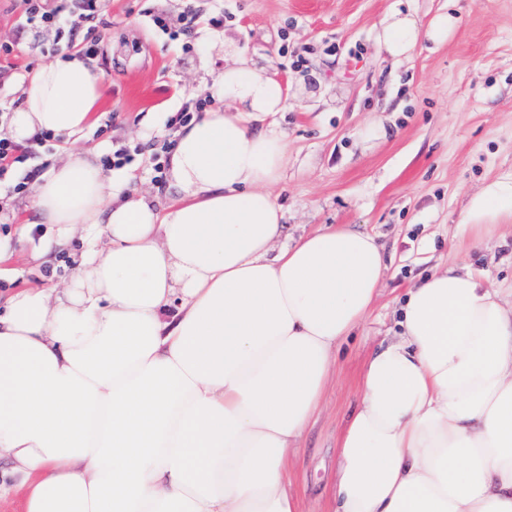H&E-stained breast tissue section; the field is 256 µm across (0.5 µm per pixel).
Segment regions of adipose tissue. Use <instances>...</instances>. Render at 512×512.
I'll return each mask as SVG.
<instances>
[{"mask_svg":"<svg viewBox=\"0 0 512 512\" xmlns=\"http://www.w3.org/2000/svg\"><path fill=\"white\" fill-rule=\"evenodd\" d=\"M449 13L395 11L374 31L408 58L443 43ZM218 106L178 128L175 200L156 206L101 152L64 153L39 177L40 254L81 236L62 288L31 287L0 312V499L22 512H300L286 463L321 402L334 351L368 315L385 272L375 238L342 226L277 247L272 193L286 139L252 119L287 96L232 37ZM105 87L78 54L42 65L10 129L75 137ZM474 237L512 220V174L473 195ZM399 332L366 364L338 444L333 512H512V300L436 271L411 288Z\"/></svg>","mask_w":512,"mask_h":512,"instance_id":"obj_1","label":"adipose tissue"}]
</instances>
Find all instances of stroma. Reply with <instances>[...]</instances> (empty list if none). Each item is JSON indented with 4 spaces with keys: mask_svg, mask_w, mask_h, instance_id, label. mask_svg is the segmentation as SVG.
Segmentation results:
<instances>
[{
    "mask_svg": "<svg viewBox=\"0 0 512 512\" xmlns=\"http://www.w3.org/2000/svg\"><path fill=\"white\" fill-rule=\"evenodd\" d=\"M184 0H104L108 21L92 59L105 83L95 124L79 141H46L36 160L47 170L74 148L109 151L116 143L149 147L168 139V114L209 97L224 58L200 41L155 29L148 12L179 16ZM207 27L223 31L245 56L271 67L288 93L277 113L288 137V164L273 194L284 212L281 243L332 226L376 235L388 266L371 311L340 345L322 410L306 429L288 469L303 512H330L338 442L361 393L364 367L397 330L399 302L434 270L470 269L488 287L512 286V223L479 243L462 230L471 196L512 172V0H194ZM9 0H0V113L11 114L35 71L55 60L41 31L19 32ZM396 8L422 20L459 18L448 42H424L409 59L381 53L373 30ZM160 127L140 136L147 113ZM376 123L384 135L363 141ZM0 262V297L70 281L81 239L32 261L35 244L11 237Z\"/></svg>",
    "mask_w": 512,
    "mask_h": 512,
    "instance_id": "35a3bbf8",
    "label": "stroma"
}]
</instances>
